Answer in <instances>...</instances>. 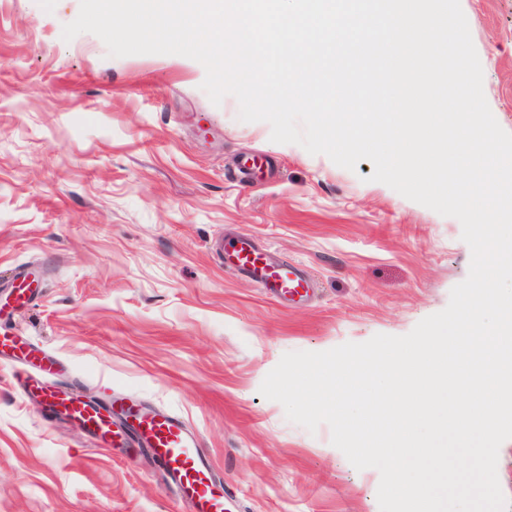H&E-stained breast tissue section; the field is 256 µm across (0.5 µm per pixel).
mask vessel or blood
Listing matches in <instances>:
<instances>
[{"label": "vessel or blood", "mask_w": 512, "mask_h": 512, "mask_svg": "<svg viewBox=\"0 0 512 512\" xmlns=\"http://www.w3.org/2000/svg\"><path fill=\"white\" fill-rule=\"evenodd\" d=\"M217 252L226 268L256 282L275 302H288L310 287L304 269L272 256L249 237L221 243ZM0 351L32 363L44 374L55 372L56 357L38 345L5 334L0 336ZM38 392L47 421L79 425L101 448L147 451L166 472L170 488L188 512H224V481L182 417L132 404L119 423L81 389L42 385Z\"/></svg>", "instance_id": "1"}]
</instances>
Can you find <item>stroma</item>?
<instances>
[{
    "instance_id": "1",
    "label": "stroma",
    "mask_w": 512,
    "mask_h": 512,
    "mask_svg": "<svg viewBox=\"0 0 512 512\" xmlns=\"http://www.w3.org/2000/svg\"><path fill=\"white\" fill-rule=\"evenodd\" d=\"M483 90L512 132V0H461ZM80 0H0V299L15 267L45 282L11 322L62 363L60 380L182 416L224 479L227 512H379L356 469L264 398L290 351L404 335L443 310L471 250L452 217L213 104L180 55L112 57L64 41ZM258 157L262 169H245ZM304 268L282 306L226 271L223 236ZM22 369L0 362V512H184L141 456L47 424Z\"/></svg>"
}]
</instances>
